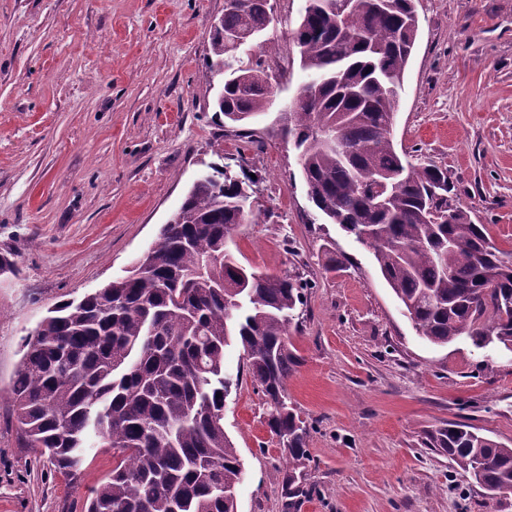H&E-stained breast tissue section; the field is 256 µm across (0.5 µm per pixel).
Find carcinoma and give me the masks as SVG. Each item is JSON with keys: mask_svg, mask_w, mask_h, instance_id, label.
I'll use <instances>...</instances> for the list:
<instances>
[{"mask_svg": "<svg viewBox=\"0 0 512 512\" xmlns=\"http://www.w3.org/2000/svg\"><path fill=\"white\" fill-rule=\"evenodd\" d=\"M240 2L224 7L207 57L223 77L216 106L231 123L266 111L274 96L262 52L238 56L273 22L270 0ZM418 29L414 0H305L294 42L309 76L298 93L309 96L289 106L284 134L314 206L372 250L420 338L512 349V250L451 203L448 170L405 165L393 143ZM254 184L227 164L210 166L132 272L58 302L23 338L12 384L23 447L65 472L90 437L116 458L85 512H236L243 467L224 432L233 385L224 348L233 338L283 448L288 508L314 493L297 474L310 426L287 389L288 327L308 284L249 269L230 248L238 226L256 221ZM448 211L451 222L434 220ZM198 277L209 287H191ZM429 444L484 489L512 483V447L466 424L436 431Z\"/></svg>", "mask_w": 512, "mask_h": 512, "instance_id": "1", "label": "carcinoma"}]
</instances>
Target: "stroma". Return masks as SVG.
<instances>
[{
	"mask_svg": "<svg viewBox=\"0 0 512 512\" xmlns=\"http://www.w3.org/2000/svg\"><path fill=\"white\" fill-rule=\"evenodd\" d=\"M260 41L286 58L269 109L246 124L215 112L206 65L224 0H0V512H82L115 465L91 448L76 475L18 445L11 384L21 340L57 302L124 275L156 240L199 171L255 174L257 223L233 251L247 267L300 275L288 329V397L311 426L296 512H512V492L462 481L427 448L451 422L512 447V353L420 339L372 254L325 221L280 132L307 74L291 33L304 0H271ZM419 31L394 144L448 171L453 197L512 249V0H415ZM340 265L329 268V257ZM224 430L244 477L237 512H288L279 444L237 343Z\"/></svg>",
	"mask_w": 512,
	"mask_h": 512,
	"instance_id": "stroma-1",
	"label": "stroma"
}]
</instances>
